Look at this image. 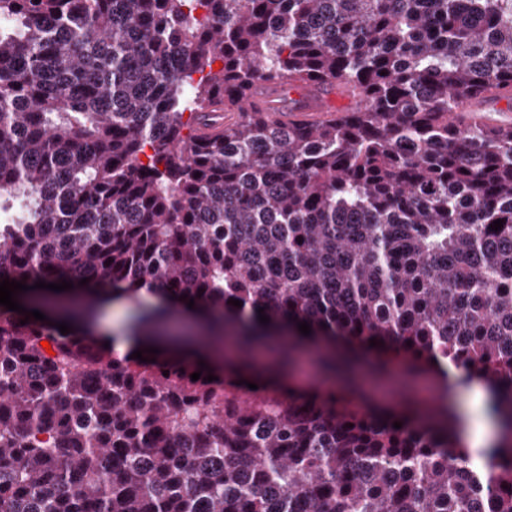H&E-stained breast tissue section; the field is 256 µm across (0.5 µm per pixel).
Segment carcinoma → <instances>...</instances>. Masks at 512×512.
<instances>
[{"mask_svg":"<svg viewBox=\"0 0 512 512\" xmlns=\"http://www.w3.org/2000/svg\"><path fill=\"white\" fill-rule=\"evenodd\" d=\"M306 81L365 105L240 107ZM498 87L512 0H0V282L224 345L142 362L0 305V512H512V125L458 112ZM307 346L316 386L247 372ZM476 397L478 408L481 409L479 418L474 417L473 413L465 415L464 426L466 440L472 450L484 448L492 438L490 433L489 423L486 421L483 414V408L487 398V387L484 382H475L474 391L472 388L465 390L460 395V404L463 406L473 395Z\"/></svg>","mask_w":512,"mask_h":512,"instance_id":"1","label":"carcinoma"}]
</instances>
